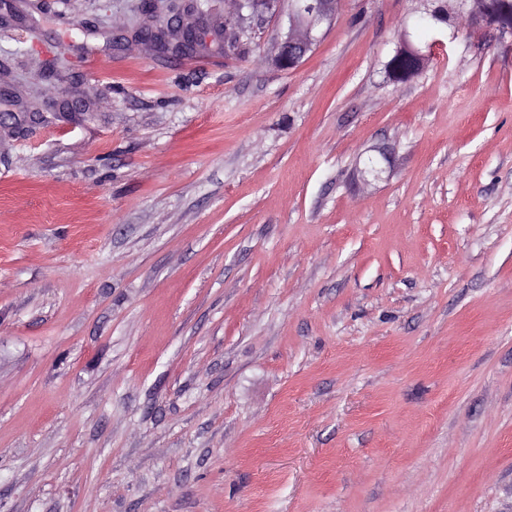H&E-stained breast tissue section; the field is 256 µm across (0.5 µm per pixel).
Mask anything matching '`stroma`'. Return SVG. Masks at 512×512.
Wrapping results in <instances>:
<instances>
[{
  "mask_svg": "<svg viewBox=\"0 0 512 512\" xmlns=\"http://www.w3.org/2000/svg\"><path fill=\"white\" fill-rule=\"evenodd\" d=\"M0 25V512H512V41L346 0L295 68ZM379 180L361 171L374 148ZM429 59L430 54L416 48L405 36L390 59V70L408 81L425 67Z\"/></svg>",
  "mask_w": 512,
  "mask_h": 512,
  "instance_id": "stroma-1",
  "label": "stroma"
}]
</instances>
